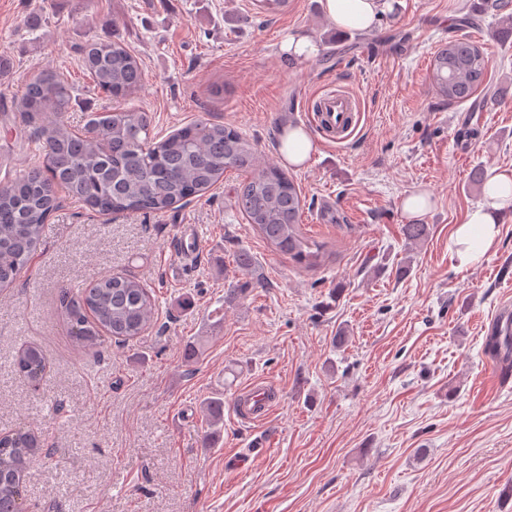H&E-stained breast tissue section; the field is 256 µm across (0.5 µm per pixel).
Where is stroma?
Masks as SVG:
<instances>
[{"label": "stroma", "instance_id": "35a3bbf8", "mask_svg": "<svg viewBox=\"0 0 512 512\" xmlns=\"http://www.w3.org/2000/svg\"><path fill=\"white\" fill-rule=\"evenodd\" d=\"M387 2L363 33L332 25L321 0L274 14L252 0H0V184L45 164L18 110L25 86L59 73L69 124L83 129L116 104L84 74L83 47L118 38L144 69L125 103L158 136L219 123L278 165L282 127H303L314 148L286 171L305 231L331 251L305 271L267 248L237 208L234 171L162 214L108 221L61 198L31 263L0 288V434L25 427L43 441L24 477L27 512H505L512 371L498 380L483 342L512 297V213L477 264L458 265L451 234L483 200L471 170L512 172V40L472 30L501 94L451 104L431 85V57L472 0ZM34 13L44 24L33 34ZM291 36L314 53L290 57ZM329 91L358 105L343 143L311 118ZM474 116L462 159L458 129ZM411 195L424 213L403 212ZM417 221L430 234L412 250L403 227ZM242 250L256 275L237 268ZM109 273L151 290L154 324L76 347L61 295ZM31 343L48 361L36 387L15 368ZM253 382L275 395L259 423L231 412ZM211 397L226 412L208 443Z\"/></svg>", "mask_w": 512, "mask_h": 512}]
</instances>
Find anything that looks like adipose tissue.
I'll use <instances>...</instances> for the list:
<instances>
[{
	"mask_svg": "<svg viewBox=\"0 0 512 512\" xmlns=\"http://www.w3.org/2000/svg\"><path fill=\"white\" fill-rule=\"evenodd\" d=\"M323 9L338 28L369 31L385 5L383 0H323ZM511 206L512 176L498 175L490 181L483 204L472 210L465 223L457 225L451 234L459 266L481 261L500 234L499 212Z\"/></svg>",
	"mask_w": 512,
	"mask_h": 512,
	"instance_id": "1",
	"label": "adipose tissue"
}]
</instances>
